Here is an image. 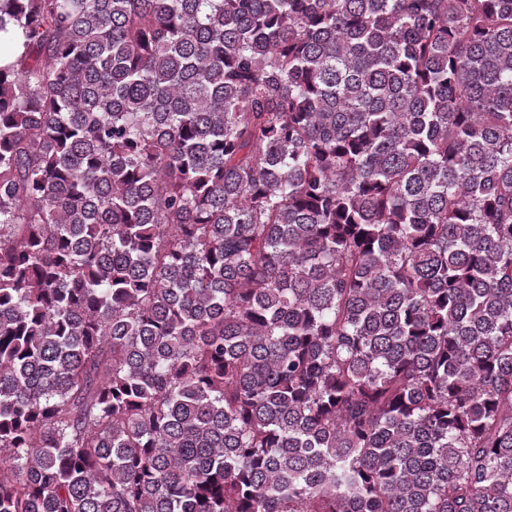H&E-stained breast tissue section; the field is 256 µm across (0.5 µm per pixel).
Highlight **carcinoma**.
Segmentation results:
<instances>
[{"instance_id": "1", "label": "carcinoma", "mask_w": 512, "mask_h": 512, "mask_svg": "<svg viewBox=\"0 0 512 512\" xmlns=\"http://www.w3.org/2000/svg\"><path fill=\"white\" fill-rule=\"evenodd\" d=\"M0 512H512V0H0Z\"/></svg>"}]
</instances>
